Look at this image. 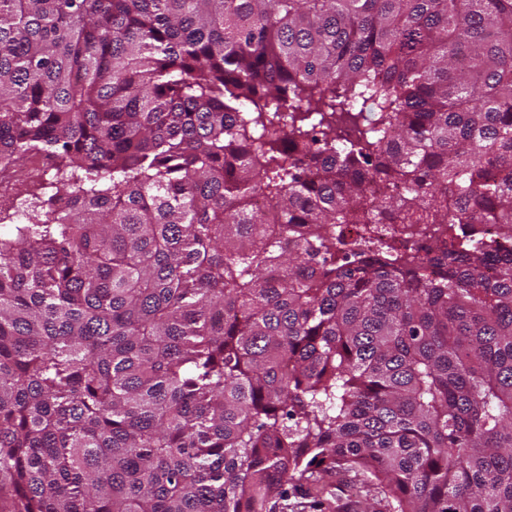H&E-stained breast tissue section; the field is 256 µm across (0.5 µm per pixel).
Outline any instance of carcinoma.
I'll return each instance as SVG.
<instances>
[{
	"label": "carcinoma",
	"mask_w": 512,
	"mask_h": 512,
	"mask_svg": "<svg viewBox=\"0 0 512 512\" xmlns=\"http://www.w3.org/2000/svg\"><path fill=\"white\" fill-rule=\"evenodd\" d=\"M34 153L0 512H512V0H0Z\"/></svg>",
	"instance_id": "carcinoma-1"
}]
</instances>
